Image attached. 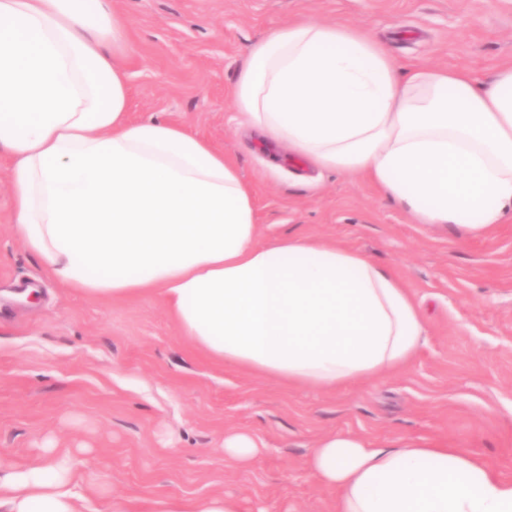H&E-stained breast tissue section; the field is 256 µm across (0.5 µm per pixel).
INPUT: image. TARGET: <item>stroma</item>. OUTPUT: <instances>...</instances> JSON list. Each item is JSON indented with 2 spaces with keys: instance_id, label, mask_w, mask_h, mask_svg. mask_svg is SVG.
I'll return each instance as SVG.
<instances>
[{
  "instance_id": "35a3bbf8",
  "label": "stroma",
  "mask_w": 512,
  "mask_h": 512,
  "mask_svg": "<svg viewBox=\"0 0 512 512\" xmlns=\"http://www.w3.org/2000/svg\"><path fill=\"white\" fill-rule=\"evenodd\" d=\"M126 23L129 116L207 139L252 186L262 239L304 235L370 253L401 274L427 337L399 371L337 390L290 387L205 358L155 294L91 301L26 251L0 154V460L27 467L69 449L84 512H156L170 499L237 496L243 512H335L308 459L330 431L440 437L512 478V223L485 238L413 223L341 172L278 169L237 124L231 90L247 48L303 18L380 40L403 68L489 80L512 63V0H112ZM263 442L241 467L224 432Z\"/></svg>"
}]
</instances>
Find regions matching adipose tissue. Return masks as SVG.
Segmentation results:
<instances>
[{
    "label": "adipose tissue",
    "mask_w": 512,
    "mask_h": 512,
    "mask_svg": "<svg viewBox=\"0 0 512 512\" xmlns=\"http://www.w3.org/2000/svg\"><path fill=\"white\" fill-rule=\"evenodd\" d=\"M124 22L108 0H0V152L11 211L46 273L90 300L160 294L224 366L335 390L407 365L426 322L401 275L307 236L261 241L253 190L185 127L128 117ZM267 148L377 186L420 224L512 222V65L401 71L341 22L275 27L233 88ZM71 453L0 465V512H82ZM309 473L336 512H512V479L438 437H321Z\"/></svg>",
    "instance_id": "ef3b65f1"
}]
</instances>
